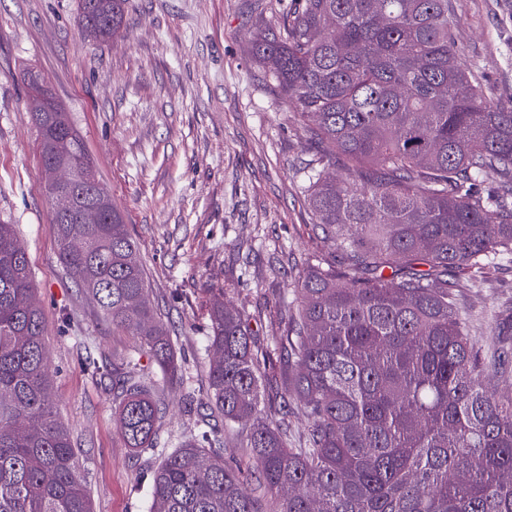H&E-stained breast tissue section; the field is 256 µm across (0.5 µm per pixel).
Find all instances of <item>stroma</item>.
Returning <instances> with one entry per match:
<instances>
[{
	"instance_id": "stroma-1",
	"label": "stroma",
	"mask_w": 512,
	"mask_h": 512,
	"mask_svg": "<svg viewBox=\"0 0 512 512\" xmlns=\"http://www.w3.org/2000/svg\"><path fill=\"white\" fill-rule=\"evenodd\" d=\"M451 2L464 63L495 103L512 105V0ZM78 5L0 0V223L14 225L28 254L53 411L93 512H146L159 458L126 448L111 391L82 363L132 355L144 369L152 364L58 261L25 74L49 80L139 245L149 303L186 371L184 384L161 392L160 438L169 448L193 435L207 411L203 338L212 305L246 311L253 335L273 344L296 279L327 253L303 192V166L319 149L252 54L257 29L277 23L279 0H129L122 34L102 44L79 30ZM452 279L475 346L493 356L497 321L512 314V256Z\"/></svg>"
}]
</instances>
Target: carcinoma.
I'll use <instances>...</instances> for the list:
<instances>
[{"mask_svg":"<svg viewBox=\"0 0 512 512\" xmlns=\"http://www.w3.org/2000/svg\"><path fill=\"white\" fill-rule=\"evenodd\" d=\"M78 23L106 41L128 0H79ZM392 21L375 22L380 12ZM450 0H290L255 56L325 154L303 167L306 199L330 252L307 266L272 347L248 315L210 311L209 413L161 452L147 512H512V320L488 362L460 318L455 270L512 254V106L486 99L461 64ZM52 99L33 117L44 166L93 173L83 141ZM495 177L487 190L484 183ZM92 178L52 212L58 260L115 327L138 336L161 376L134 360L87 369L112 381L125 446L157 449L164 403L181 384L173 340L147 301V274L117 206L79 224ZM11 224H0V512H91L70 437L50 396L41 310ZM288 379L262 407L266 364ZM310 420L288 446V411ZM243 453L246 470L226 459Z\"/></svg>","mask_w":512,"mask_h":512,"instance_id":"cac0c4a2","label":"carcinoma"}]
</instances>
